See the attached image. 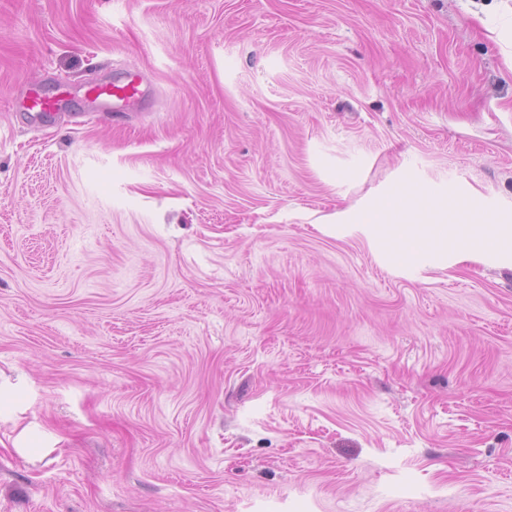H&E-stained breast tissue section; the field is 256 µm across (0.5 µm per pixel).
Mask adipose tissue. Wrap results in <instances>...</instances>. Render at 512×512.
<instances>
[{
    "label": "adipose tissue",
    "instance_id": "1",
    "mask_svg": "<svg viewBox=\"0 0 512 512\" xmlns=\"http://www.w3.org/2000/svg\"><path fill=\"white\" fill-rule=\"evenodd\" d=\"M374 238L389 239L402 261H423L436 254L461 257L473 252L512 256V224H466L448 207L418 197L391 194L354 213Z\"/></svg>",
    "mask_w": 512,
    "mask_h": 512
}]
</instances>
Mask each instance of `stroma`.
<instances>
[{
	"label": "stroma",
	"mask_w": 512,
	"mask_h": 512,
	"mask_svg": "<svg viewBox=\"0 0 512 512\" xmlns=\"http://www.w3.org/2000/svg\"><path fill=\"white\" fill-rule=\"evenodd\" d=\"M507 9L0 0V512H512V267L345 217L512 215ZM86 95L97 100L112 102L114 112H125V109L141 103L145 92L139 76L128 75L112 82L90 85ZM62 92L60 95L56 97H42L37 93H33L30 97V103L28 109L30 112V116L36 120H42L50 118L51 116L56 114L61 107V104L67 98L63 95Z\"/></svg>",
	"instance_id": "stroma-1"
}]
</instances>
